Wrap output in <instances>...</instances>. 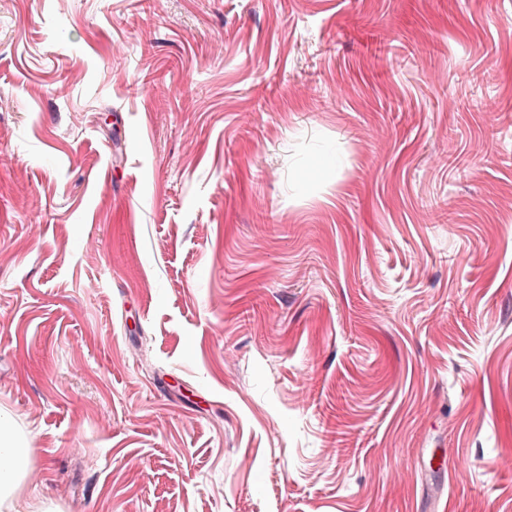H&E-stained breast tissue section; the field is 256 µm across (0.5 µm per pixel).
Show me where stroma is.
I'll return each mask as SVG.
<instances>
[{
    "label": "stroma",
    "instance_id": "1",
    "mask_svg": "<svg viewBox=\"0 0 512 512\" xmlns=\"http://www.w3.org/2000/svg\"><path fill=\"white\" fill-rule=\"evenodd\" d=\"M0 154L13 512H512V0H0Z\"/></svg>",
    "mask_w": 512,
    "mask_h": 512
}]
</instances>
